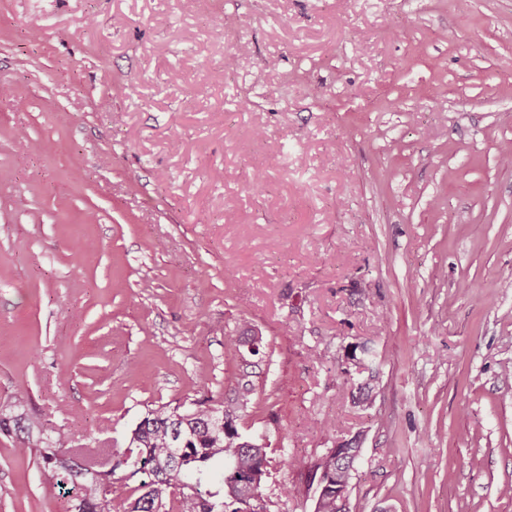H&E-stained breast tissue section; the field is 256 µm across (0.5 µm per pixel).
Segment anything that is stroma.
Wrapping results in <instances>:
<instances>
[{
  "instance_id": "35a3bbf8",
  "label": "stroma",
  "mask_w": 512,
  "mask_h": 512,
  "mask_svg": "<svg viewBox=\"0 0 512 512\" xmlns=\"http://www.w3.org/2000/svg\"><path fill=\"white\" fill-rule=\"evenodd\" d=\"M508 146L512 0H0V405L115 455L248 356L267 512L352 439L351 512H512Z\"/></svg>"
}]
</instances>
